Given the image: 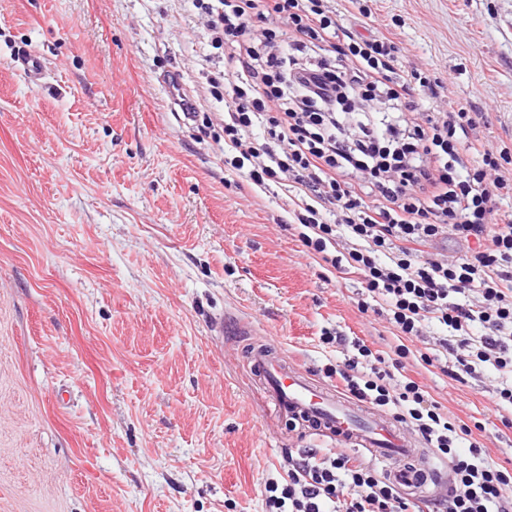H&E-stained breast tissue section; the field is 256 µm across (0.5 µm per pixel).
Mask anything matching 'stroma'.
<instances>
[{"mask_svg": "<svg viewBox=\"0 0 512 512\" xmlns=\"http://www.w3.org/2000/svg\"><path fill=\"white\" fill-rule=\"evenodd\" d=\"M328 6L435 84L419 111L477 113L512 159V0ZM209 41L194 0H0V512H265L283 458L335 442L267 416L249 350L320 379L333 336L398 343L360 276L309 253L284 188L225 169ZM28 51L37 88L13 66ZM171 74L211 128L172 108ZM444 333L425 324L404 374L512 469L496 373L421 362Z\"/></svg>", "mask_w": 512, "mask_h": 512, "instance_id": "obj_1", "label": "stroma"}]
</instances>
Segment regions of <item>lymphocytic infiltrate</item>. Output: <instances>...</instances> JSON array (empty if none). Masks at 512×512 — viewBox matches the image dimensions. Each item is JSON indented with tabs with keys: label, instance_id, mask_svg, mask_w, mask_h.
<instances>
[{
	"label": "lymphocytic infiltrate",
	"instance_id": "1",
	"mask_svg": "<svg viewBox=\"0 0 512 512\" xmlns=\"http://www.w3.org/2000/svg\"><path fill=\"white\" fill-rule=\"evenodd\" d=\"M208 19L211 46L227 56L231 89L224 118V162L256 187L290 182L299 236L316 254L343 246L367 302H377L402 342L392 361L355 341L345 362L328 368L353 399L410 423L447 461L446 512H512V471L472 441V428L450 421L418 381L394 379L410 355L406 339L425 322L444 326L440 347L457 372L491 365L496 398L512 406V219L496 221V200L512 196L496 147L473 139L471 113L401 114L377 125L365 103L406 107L414 89L397 80L387 37L344 31L325 0H196ZM273 19L251 35L254 9ZM293 52L278 53L284 33ZM332 43L334 59L304 62L302 53ZM264 127L263 143L251 135ZM339 219L327 223L324 211ZM467 242L458 258L436 257V239ZM481 324L487 335L471 333ZM467 450H460L461 440ZM266 512H421L362 458L335 448L287 457L265 485Z\"/></svg>",
	"mask_w": 512,
	"mask_h": 512
}]
</instances>
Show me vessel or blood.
<instances>
[{"label":"vessel or blood","instance_id":"b4317fda","mask_svg":"<svg viewBox=\"0 0 512 512\" xmlns=\"http://www.w3.org/2000/svg\"><path fill=\"white\" fill-rule=\"evenodd\" d=\"M15 67L30 84L40 85L45 65L39 55H21ZM249 361L275 417L302 421L312 432L367 451L388 463L392 480L417 494H428L433 485L447 487V472L436 468L416 438L390 415L344 399L335 387L292 366L268 347L252 350Z\"/></svg>","mask_w":512,"mask_h":512}]
</instances>
